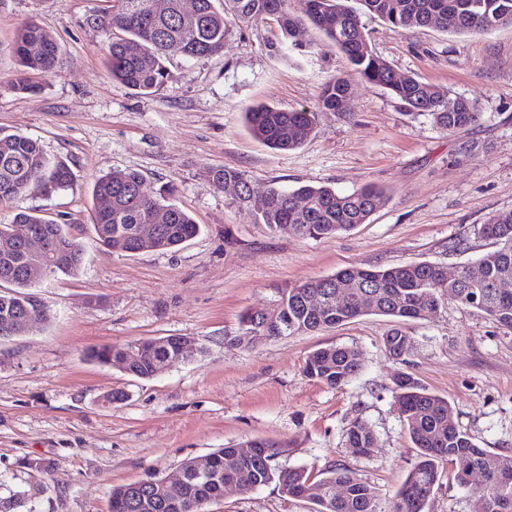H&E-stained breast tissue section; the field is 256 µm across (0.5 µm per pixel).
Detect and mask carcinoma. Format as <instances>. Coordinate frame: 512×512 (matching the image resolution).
I'll return each mask as SVG.
<instances>
[{
  "label": "carcinoma",
  "mask_w": 512,
  "mask_h": 512,
  "mask_svg": "<svg viewBox=\"0 0 512 512\" xmlns=\"http://www.w3.org/2000/svg\"><path fill=\"white\" fill-rule=\"evenodd\" d=\"M166 2L167 9L158 12L155 0H113L112 6L89 19L93 27L107 35L105 51L112 80L137 94L150 95L168 81L166 62L171 48H179L188 58L208 57L224 52V38L233 23L251 25L273 18L283 37L289 39L307 20L351 65V73L323 84L318 95L321 110L342 111L345 94L354 78L359 77L387 90L406 110L429 118L449 134L476 124L480 112L474 102L463 97L461 109L450 112L449 89L413 76L398 78L392 66L372 51L362 16L377 17L394 29L436 27L450 35L487 34L512 24V0H298L297 14L289 11L288 0H224L222 9L215 7V0H196L194 21L183 16L181 0ZM14 51L21 66L14 88L33 95L38 86L28 75L57 68V46L40 27L27 24L16 32ZM245 118L255 138L283 151L302 146L315 125L313 112L284 111L263 104L247 108ZM208 176L218 187L239 185L242 194L237 196L236 204L241 209H251L249 181L244 173L224 166L210 169ZM46 179L56 182L62 190L72 180L71 169L64 161L50 157L38 140L0 131V202ZM142 182L141 173L128 169H115L97 179L94 197L108 198L111 205L95 211L92 232L96 243L109 244L99 235V224L110 225L114 236L128 237L139 252L157 247L174 249L199 232V225L187 212L168 203L170 187H162L158 196L151 198L143 194ZM387 200L388 192L375 185L350 193H339L328 186L272 187L266 193L264 206L255 210L254 222L301 238H328L367 223ZM160 212L165 216L160 239L149 244L138 240L139 225L155 223ZM17 225H33L65 245L54 276L77 277L83 273L86 247L71 233L70 225L21 211L11 223L0 224V235L15 230ZM480 233L493 241L495 249L477 259L483 268V279L477 287L467 284V265L458 270V279L451 282L441 266L426 261L391 267H348L279 290L277 298L264 309L263 319L268 323L265 332L253 327L255 310H245L239 318V334L225 336L224 344L240 347L242 336L318 332L367 314L389 316L398 324L425 320L448 300L475 308L512 329V293L503 294L497 288L499 281L512 279V210L495 214L481 226ZM0 283L8 284L7 290H0V320L13 319L14 328L19 331L29 317L48 318L45 305L29 292L40 284L37 272L13 266L0 257ZM339 283L347 287V299L342 305L335 298ZM367 296L372 305L364 308L360 302ZM310 300L320 301L321 307H308ZM141 343L143 352L133 357L128 366L122 364L124 352L137 346L135 342L102 345L91 350L88 357L100 365L120 364L128 375L150 379L160 360L181 363L201 353L198 347L185 355L179 336H166L162 343L144 339ZM384 347L391 358L404 361L414 353L416 344L406 331L394 328L385 336ZM361 369L360 352L342 346L317 349L307 356L304 365L308 377L331 387L348 383ZM392 392L399 417L415 445L417 461L396 493L391 512H425L445 462L452 465L454 479L461 486L468 485L467 476L472 471L484 475L485 483L480 489L484 512H512V455L493 453L475 443L453 421L448 400L428 392L413 374L397 372ZM346 438L347 445L359 455L376 447L372 429L359 418L346 428ZM249 445L252 454L241 458L231 470L224 468V458L234 454L235 447L208 454L212 471L208 481L196 477L195 460L187 459L180 467L184 488L176 502L162 498L152 478L119 485L112 489L110 512H203L205 505L224 497L226 484L251 490L272 482L283 495L315 504L314 512H378L374 491L350 470L331 465L320 475L312 476L301 467L280 469L276 460L288 452L287 444L254 439ZM338 484L346 486L342 498L334 493Z\"/></svg>",
  "instance_id": "carcinoma-1"
}]
</instances>
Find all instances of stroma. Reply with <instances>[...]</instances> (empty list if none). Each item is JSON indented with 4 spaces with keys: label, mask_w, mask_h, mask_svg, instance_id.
Segmentation results:
<instances>
[{
    "label": "stroma",
    "mask_w": 512,
    "mask_h": 512,
    "mask_svg": "<svg viewBox=\"0 0 512 512\" xmlns=\"http://www.w3.org/2000/svg\"><path fill=\"white\" fill-rule=\"evenodd\" d=\"M112 0H0V130L40 141L63 158L70 185L52 195L29 189L0 202V224L20 211L70 225L86 239V268L35 294L50 319L0 340V499L12 512H109L115 486L174 474L186 459L255 438L282 441L283 467L319 473L340 464L369 484L382 512L415 461L392 393L398 370L448 400L454 420L483 448L512 455V329L454 301L429 320L405 322L417 348L391 359L389 318L358 317L336 328L273 339L253 348L225 345L239 316L301 285L350 266L429 261L448 270L492 250L477 230L512 210V25L485 35L437 28L390 29L364 17L373 51L402 76L416 75L473 100L479 121L449 135L408 113L386 90L352 86L347 115L322 112V84L347 71L345 56L312 28L301 50L271 53L280 30L266 21L231 27L221 54L190 59L168 53L170 80L143 96L112 81L104 37L88 17ZM33 22L47 31L59 66L34 74L38 94L18 93L13 43ZM316 112V128L292 151L269 148L249 131L247 107ZM473 145L462 158V145ZM242 171L255 197L301 183L350 192L389 189L366 224L325 239L270 231L239 209L233 188L212 184L213 167ZM135 169L143 191L174 189L198 236L175 251L136 254L92 243L96 179ZM164 336L194 337L203 353L149 379L89 361L95 347ZM346 346L363 359L346 385L304 372L318 348ZM123 389L124 401L105 400ZM377 446L352 453L345 429L355 417ZM479 499L444 465L426 512H480ZM205 512H312L276 484L225 492Z\"/></svg>",
    "instance_id": "stroma-1"
}]
</instances>
